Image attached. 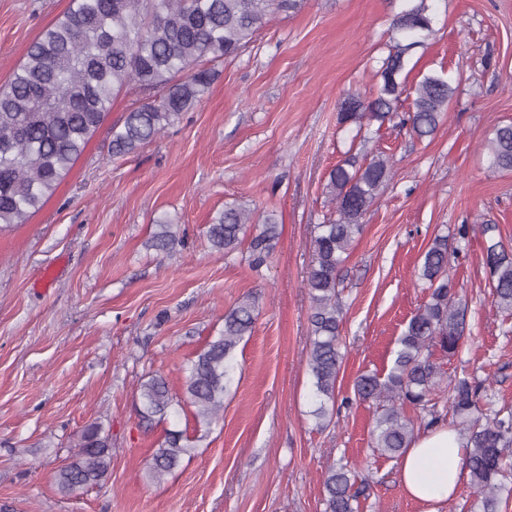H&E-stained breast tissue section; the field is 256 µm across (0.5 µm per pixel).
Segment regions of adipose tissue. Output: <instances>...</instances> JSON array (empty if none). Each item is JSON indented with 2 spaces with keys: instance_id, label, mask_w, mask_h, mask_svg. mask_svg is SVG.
I'll list each match as a JSON object with an SVG mask.
<instances>
[{
  "instance_id": "ef3b65f1",
  "label": "adipose tissue",
  "mask_w": 512,
  "mask_h": 512,
  "mask_svg": "<svg viewBox=\"0 0 512 512\" xmlns=\"http://www.w3.org/2000/svg\"><path fill=\"white\" fill-rule=\"evenodd\" d=\"M467 442L457 431L435 426L419 433L403 455L400 482L404 492L423 507L439 512L443 503L460 488L464 472L460 466Z\"/></svg>"
}]
</instances>
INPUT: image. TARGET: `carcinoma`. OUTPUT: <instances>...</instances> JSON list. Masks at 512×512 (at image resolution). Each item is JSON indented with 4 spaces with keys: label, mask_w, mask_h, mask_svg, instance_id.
<instances>
[{
    "label": "carcinoma",
    "mask_w": 512,
    "mask_h": 512,
    "mask_svg": "<svg viewBox=\"0 0 512 512\" xmlns=\"http://www.w3.org/2000/svg\"><path fill=\"white\" fill-rule=\"evenodd\" d=\"M302 0H71L69 8L29 46L0 90V227L25 224L53 195L60 182L97 133L113 99L133 87L146 101L112 126V156L137 152L190 111L206 94L216 71L203 62H222L238 55L269 18L293 12ZM401 36L376 72L375 97L359 94L340 104L339 123L357 132L392 121L405 91L412 49L432 32L427 0H405L392 21ZM455 88L442 74H426L415 84L410 124L418 138L436 131ZM490 166L512 170V123L498 126L488 141ZM392 177L390 158L378 152L363 162L349 156L328 173L325 185L330 214L314 225L312 265L305 288L311 299L310 352L315 409L320 423L331 420L340 372L342 307L341 269L360 220ZM251 213L235 204L224 206L208 228L212 247L230 257L244 242ZM174 223L159 222L151 247L167 252L179 242ZM279 237L275 215L256 225L249 242V262L258 269L271 259ZM448 237L437 236L422 256L420 279L430 289L428 301L410 317L398 337L386 376L363 373L355 381L358 399L376 405L374 448L389 458L401 456L415 436L410 406L428 412L432 425L441 420L437 406L446 398L457 424L467 431L464 463L480 497L481 512H501L505 481L512 478V410L482 412L485 389L466 377L441 387L440 365L458 350L466 329L467 309L456 298L448 275ZM493 300L512 312V254L492 244L486 250ZM259 311L258 297L248 295L224 313V330L209 340L187 367L184 393L196 418L207 424L224 410V395L233 384L235 349L251 335ZM138 412L144 419L165 417L173 406L167 381L152 375L139 386ZM183 432L170 430L152 455L149 473L158 481L180 466L189 452ZM112 463V443L102 427L89 425L74 459L57 474L67 494L100 484ZM356 472L346 464L324 475L326 512H357Z\"/></svg>",
    "instance_id": "carcinoma-1"
}]
</instances>
